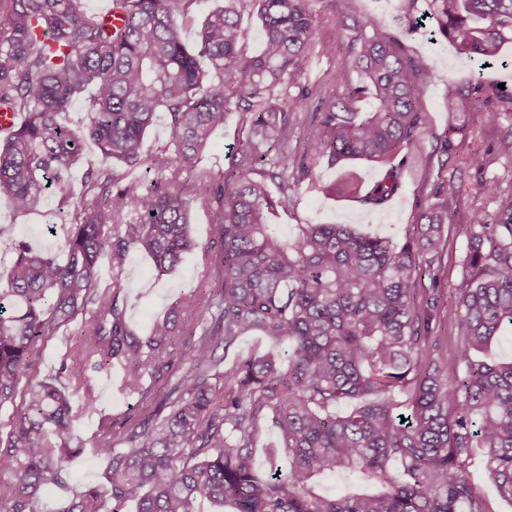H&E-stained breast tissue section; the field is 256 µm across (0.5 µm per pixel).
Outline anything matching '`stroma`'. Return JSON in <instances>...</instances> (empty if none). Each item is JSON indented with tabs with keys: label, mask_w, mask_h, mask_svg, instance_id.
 I'll use <instances>...</instances> for the list:
<instances>
[{
	"label": "stroma",
	"mask_w": 512,
	"mask_h": 512,
	"mask_svg": "<svg viewBox=\"0 0 512 512\" xmlns=\"http://www.w3.org/2000/svg\"><path fill=\"white\" fill-rule=\"evenodd\" d=\"M427 3L428 0H353L354 17L366 23L369 30L392 36L402 29H409L406 40L409 52L438 62L437 78L419 91V104L429 113L431 125L409 152L400 193L383 207L371 209L354 200L324 196L303 182L290 191L288 206L281 211L276 230L289 236L300 224H349L358 232L388 237L399 247L411 233L421 208L438 204L439 199L434 194L437 172H444L445 176L465 184L475 177H482L486 182L484 193L462 195L448 206V252L437 286L449 294L460 287L465 276L469 213L477 209L494 213L501 200L512 197V112H502L497 125L488 126L483 121L485 104H472L462 150L487 156L488 165L479 175L460 160L443 164L434 150L448 126L444 104L449 90L455 89L465 78L488 85L501 84L506 91L512 92V43L502 47L500 63L478 68L459 56L446 39L434 33L430 22L422 20ZM310 7L319 24L302 81L316 87L331 83L337 70L344 65L346 57L342 49L348 34L334 23L328 0H311ZM329 41L338 47L335 54L322 51L323 43ZM238 141V118L233 115L223 129L214 133L199 170L187 178L186 185L192 199L189 232L198 244L197 250L186 254L179 267L163 277L156 275L152 260L145 252L137 250L132 253L122 278L127 289L124 296L127 320L137 333H147L152 322L166 315L188 288L209 287L210 281L203 274L202 249L211 241L212 226L199 187L204 180V170L229 167ZM65 220L66 212L60 208L54 193H46L41 209L28 215L14 214L8 200L0 197V224L5 227L4 233L0 234V280L5 277L12 247L17 240H26L40 249L57 248L64 239ZM79 329V323L74 322L62 328L57 335L39 342L35 361L38 378L57 373L59 356L69 347ZM117 384L114 377L98 379L101 404L116 420L127 419L134 424L152 417L156 403L167 392L165 385L156 384L152 390V401L146 404L137 396L118 392ZM95 427L94 420L81 421L76 435L83 442L84 449L66 465L69 483L77 490L103 481L106 461L97 456L92 447Z\"/></svg>",
	"instance_id": "obj_1"
}]
</instances>
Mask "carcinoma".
Instances as JSON below:
<instances>
[{
    "instance_id": "obj_1",
    "label": "carcinoma",
    "mask_w": 512,
    "mask_h": 512,
    "mask_svg": "<svg viewBox=\"0 0 512 512\" xmlns=\"http://www.w3.org/2000/svg\"><path fill=\"white\" fill-rule=\"evenodd\" d=\"M193 2L111 0L114 26L81 0H0V110L25 118L0 140V196L28 214L52 186L70 209L61 247L35 251L17 241L0 287V410L22 399L0 431V474L16 480L3 512H33L48 485L63 491L53 512H118L130 499L137 512H201L205 501L224 512H491L470 479L476 449L498 496L512 501V362L471 357L512 330V198L492 215H470L466 276L446 303L434 280L448 201L481 193L479 179L439 178L443 202L419 214L399 248L348 224H304L289 238L270 231L288 190L313 179L323 161L384 167L368 184L344 167L320 187L326 196L379 208L400 191L403 151L429 126L417 86L435 79V61L409 54L396 36L367 33L352 0H331L334 21L351 31L348 62L330 85L302 87L317 26L310 0H224L189 47L180 19ZM246 12L261 23L263 48L252 56L243 53ZM424 18L479 65L498 62L512 42V0H430ZM315 94L318 106L307 113L314 141L299 158L279 151L293 115ZM489 94L512 109V93L477 81L448 95L439 155L457 156L464 125L454 118ZM81 98L88 112L73 128L70 109ZM160 112L172 154L146 181L136 175L142 141ZM232 112L245 138L232 170L206 185L214 287L139 336L120 300L121 275L134 250L163 276L197 248L184 183ZM89 141L121 168L90 163L77 189L71 173ZM258 163L270 169L248 177ZM268 177L279 180V195ZM104 260L112 286L100 289ZM437 316L457 333L452 368L447 342L432 335ZM76 320L84 334L58 376L36 379L38 342ZM250 333L274 345L224 365L218 350ZM114 369L124 394L148 398L147 379L169 385L154 423L123 433L122 448L112 438L123 425L102 412L95 386ZM86 416L97 417L106 482L72 491L64 463ZM268 417L288 469L272 465L261 475L255 445ZM336 474L355 490L318 491L320 477Z\"/></svg>"
}]
</instances>
